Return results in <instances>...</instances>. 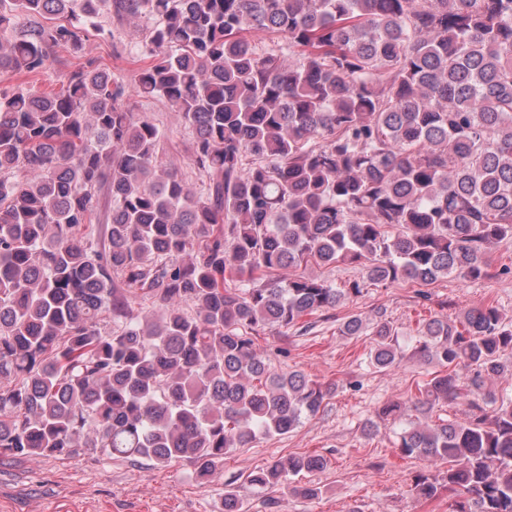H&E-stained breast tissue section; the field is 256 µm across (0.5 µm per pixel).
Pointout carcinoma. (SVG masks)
I'll return each mask as SVG.
<instances>
[{
  "label": "carcinoma",
  "instance_id": "1",
  "mask_svg": "<svg viewBox=\"0 0 512 512\" xmlns=\"http://www.w3.org/2000/svg\"><path fill=\"white\" fill-rule=\"evenodd\" d=\"M108 9L156 19L131 85L83 52ZM36 14L67 20L22 25ZM255 31L276 41L259 51ZM58 48L79 59L58 90L0 89V458L184 460L205 485L330 394L275 372L261 332L368 283L512 274L487 259L512 243V0H0V72H40ZM132 90L182 113L205 190L157 165L161 131L133 117ZM339 264L362 279L306 273ZM371 333L370 365L396 368L390 322ZM507 351L490 303L423 325L416 352L440 370L413 405L468 410L398 433L402 456L446 466L414 477L417 498L443 487L449 512H512V397L484 392ZM327 466L290 456L243 484L315 497L298 477ZM222 512H247L232 483Z\"/></svg>",
  "mask_w": 512,
  "mask_h": 512
}]
</instances>
